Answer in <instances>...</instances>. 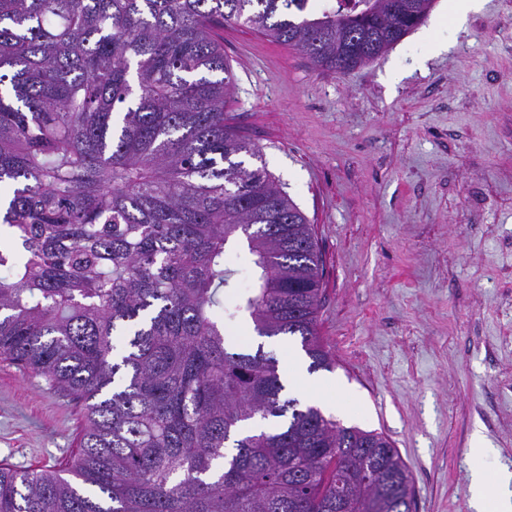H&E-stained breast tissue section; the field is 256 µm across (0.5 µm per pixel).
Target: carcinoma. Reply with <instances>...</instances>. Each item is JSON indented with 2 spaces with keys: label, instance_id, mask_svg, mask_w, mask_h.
I'll list each match as a JSON object with an SVG mask.
<instances>
[{
  "label": "carcinoma",
  "instance_id": "obj_1",
  "mask_svg": "<svg viewBox=\"0 0 512 512\" xmlns=\"http://www.w3.org/2000/svg\"><path fill=\"white\" fill-rule=\"evenodd\" d=\"M0 0V358L85 408L60 469L0 464V512H414L383 434L282 398L225 319L319 334L314 225L226 112V25L344 73L433 0ZM254 288L227 312V245Z\"/></svg>",
  "mask_w": 512,
  "mask_h": 512
}]
</instances>
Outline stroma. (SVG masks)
I'll return each instance as SVG.
<instances>
[{
    "instance_id": "35a3bbf8",
    "label": "stroma",
    "mask_w": 512,
    "mask_h": 512,
    "mask_svg": "<svg viewBox=\"0 0 512 512\" xmlns=\"http://www.w3.org/2000/svg\"><path fill=\"white\" fill-rule=\"evenodd\" d=\"M227 106L318 234L319 329L336 361L310 371L299 338L226 323L246 350L297 359L285 394L383 433L413 478L416 512H471L470 438L483 426L512 472V0L463 23L448 0L344 73L251 29H224ZM83 405L0 360V462H71Z\"/></svg>"
}]
</instances>
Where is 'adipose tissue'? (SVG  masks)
I'll use <instances>...</instances> for the list:
<instances>
[{
  "instance_id": "adipose-tissue-1",
  "label": "adipose tissue",
  "mask_w": 512,
  "mask_h": 512,
  "mask_svg": "<svg viewBox=\"0 0 512 512\" xmlns=\"http://www.w3.org/2000/svg\"><path fill=\"white\" fill-rule=\"evenodd\" d=\"M471 452L475 462L471 467L472 512H512V475L493 473L483 465L490 453L482 431H474Z\"/></svg>"
}]
</instances>
